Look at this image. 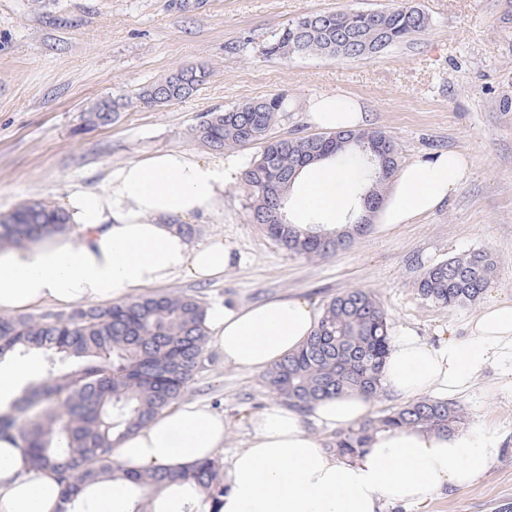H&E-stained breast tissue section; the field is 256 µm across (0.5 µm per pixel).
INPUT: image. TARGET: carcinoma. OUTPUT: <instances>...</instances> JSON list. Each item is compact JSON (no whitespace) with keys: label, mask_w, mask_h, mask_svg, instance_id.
<instances>
[{"label":"carcinoma","mask_w":512,"mask_h":512,"mask_svg":"<svg viewBox=\"0 0 512 512\" xmlns=\"http://www.w3.org/2000/svg\"><path fill=\"white\" fill-rule=\"evenodd\" d=\"M429 25V17L405 0L371 12L313 13L274 34L261 53L285 59H371L413 41ZM208 77L203 66L180 69L133 98L98 102L87 113V121L108 125L136 101L163 106L188 98ZM281 111L283 98L277 95L247 101L205 113L192 135L219 153L261 145L243 173L251 222L292 254L324 257L347 247L367 225L327 232L280 221L285 189L297 170L315 160L334 159L351 176L358 200L367 194L379 200L397 170L398 153L370 157L368 146L385 135L380 130L336 131L318 139L271 137ZM69 232L63 211L41 201L23 203L0 216V246ZM495 270L491 254L475 250L429 266L415 287L431 304L464 306L480 298ZM205 315L206 308L193 294L149 293L124 304L75 309L66 316H0V359L38 350L49 362L28 395L10 411L0 410V435L14 432L23 438L33 466L55 470L65 503H73L113 470V438L166 410L211 360ZM390 341L379 302L364 289L349 290L324 304L303 347L275 364L263 379L281 402L301 412L344 391L372 398L381 391L379 372ZM463 424L465 415L456 403L421 398L340 432L335 449L352 456L381 430L426 427L452 432ZM131 482L143 491L131 512H155V499L172 490L189 497L183 512H198L191 500L195 494L210 503V512H218L224 464L215 457L187 469L134 475Z\"/></svg>","instance_id":"1"}]
</instances>
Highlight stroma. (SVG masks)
Segmentation results:
<instances>
[{
  "mask_svg": "<svg viewBox=\"0 0 512 512\" xmlns=\"http://www.w3.org/2000/svg\"><path fill=\"white\" fill-rule=\"evenodd\" d=\"M391 0H0V215L20 204L60 206L68 187L100 186L107 166L160 150L203 157L190 129L199 116L274 95L285 100L274 137L313 135L307 100L336 93L359 100L370 127L394 141L400 162L459 150L472 160L447 205L393 234L369 229L336 253L289 254L250 220L247 189L224 193V220L200 225L195 242L223 237L237 256L222 280L176 278L167 290L206 307L250 305L285 295L314 310L349 289L374 294L390 327L430 340L464 335L479 304L512 298V0H412L429 27L412 42L368 60H279L260 49L281 28L321 11H371ZM192 66L209 69L192 96L123 110L89 127L97 101L128 96ZM474 250L496 271L479 304L448 308L414 286L430 265ZM486 372L460 398L466 428L487 426L503 441L498 463L469 489L436 497L428 512H503L512 505V393L490 395ZM223 412L225 453L245 447L250 417L276 400L261 374L226 365L221 351L183 394Z\"/></svg>",
  "mask_w": 512,
  "mask_h": 512,
  "instance_id": "35a3bbf8",
  "label": "stroma"
}]
</instances>
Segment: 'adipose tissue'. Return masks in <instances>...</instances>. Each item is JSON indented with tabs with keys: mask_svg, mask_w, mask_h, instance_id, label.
I'll return each instance as SVG.
<instances>
[{
	"mask_svg": "<svg viewBox=\"0 0 512 512\" xmlns=\"http://www.w3.org/2000/svg\"><path fill=\"white\" fill-rule=\"evenodd\" d=\"M316 128H365L362 104L333 94L308 102ZM461 151H441L403 164L371 219L391 232L447 204L470 169ZM235 159L203 158L171 149L108 167L101 186L72 185L61 201L72 231L0 247V314L45 305L70 310L119 303L185 277L223 278L235 256L223 238L193 244L176 222L218 215L234 182ZM297 223L317 216L336 231L357 199L335 162L300 169L287 190ZM317 325L303 298L288 296L206 313L210 340L225 363L253 371L297 352ZM465 336L437 343L399 328L380 370L381 390L397 398L426 395L445 401L470 393L495 370L498 391L512 392V300L481 308ZM371 401L347 391L318 401L308 413L275 403L250 419L246 448L224 466L220 512H426L436 495L479 484L502 454L488 429L442 433L401 427L376 433L354 456L326 450L315 428L345 429L366 419ZM224 416L198 401L177 403L122 435L112 449L116 467L80 498L86 512H126L127 477L158 468L184 469L223 450ZM62 483L31 464L28 444L0 437V512H62Z\"/></svg>",
	"mask_w": 512,
	"mask_h": 512,
	"instance_id": "obj_1",
	"label": "adipose tissue"
}]
</instances>
